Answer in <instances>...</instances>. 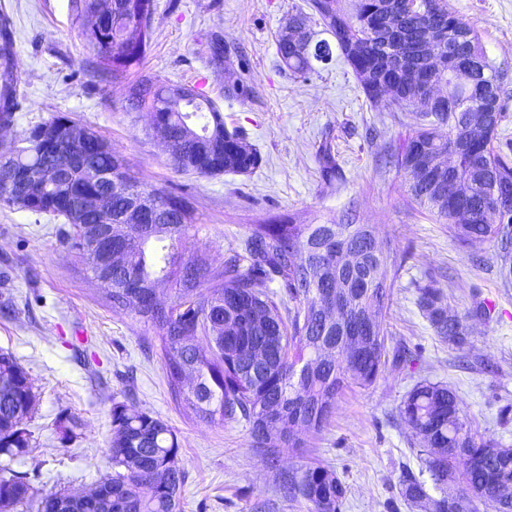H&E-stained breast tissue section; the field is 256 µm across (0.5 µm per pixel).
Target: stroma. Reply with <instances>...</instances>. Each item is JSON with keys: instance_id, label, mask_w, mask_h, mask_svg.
<instances>
[{"instance_id": "obj_1", "label": "stroma", "mask_w": 512, "mask_h": 512, "mask_svg": "<svg viewBox=\"0 0 512 512\" xmlns=\"http://www.w3.org/2000/svg\"><path fill=\"white\" fill-rule=\"evenodd\" d=\"M474 24L502 90L501 128L512 141V0H447ZM306 0H155L153 40L141 67L167 84L198 86L241 129L262 161L248 174L174 172L148 112L130 109L127 83L100 71L69 11V0H0L14 28L21 81L13 125L0 147L29 125L63 112L97 130L131 172L187 200L196 222L183 255L205 250L213 266L241 252L252 225L275 218L367 224L402 263L386 310L391 358L367 388L336 400L328 424L305 433L304 448L269 459L245 424L208 423L177 402L167 384L151 322L114 312L102 287L59 241L65 220L0 204V353L29 374L36 406L24 426L31 448L12 467L42 491H87L112 470L110 411L119 401L161 416L177 432L187 473L182 512H308L283 487L301 467H330L345 487L340 512H419L400 496L403 470L420 472L419 442L398 416L414 383L450 385L473 430L512 448V287H504L495 243L479 254L448 223L419 207L391 149L414 127L410 112L371 102L341 53L300 76L284 67L277 38ZM433 283L452 315L474 303L489 320L469 323L457 350L439 340L417 304ZM78 418L71 441L56 427Z\"/></svg>"}]
</instances>
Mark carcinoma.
Instances as JSON below:
<instances>
[{"instance_id": "obj_1", "label": "carcinoma", "mask_w": 512, "mask_h": 512, "mask_svg": "<svg viewBox=\"0 0 512 512\" xmlns=\"http://www.w3.org/2000/svg\"><path fill=\"white\" fill-rule=\"evenodd\" d=\"M105 10L93 0H69L71 16L79 24L83 40L99 67L114 79H125L139 70L151 47L154 0H110ZM389 0H309L336 46L351 66L364 94L370 100L387 97L394 108L416 114L415 127L391 153L399 170L408 172L410 151L416 146L441 147L457 154L459 176L446 198L406 177L412 199L431 214L446 221L466 246L496 242L502 266L512 265V155L495 145L498 130H466L467 116L484 107L497 112L502 121L501 87L493 68L479 47L471 22L448 6L446 0H400L403 8L394 19L410 26L426 19L433 9L441 11L446 34L438 47L480 58L469 71V83H448V105L420 111L415 107L417 91L392 77L390 58L396 47L372 35L375 18ZM10 16L0 14V124L10 125L19 106L18 77L14 71ZM277 53L294 74L312 70L307 54L283 38ZM167 84L144 76L129 84L128 102L133 110L158 112L162 127L178 132L186 123L210 130L224 141V160L215 162L205 135L188 137L177 144L169 165L180 174L214 177L225 172L249 173L260 164V156L245 142L241 132L228 131L224 116L202 91L199 101L171 102L164 94ZM85 131L91 144L86 158L96 169L112 173V185L88 177L76 180L74 192L86 198L107 195L106 210L67 209L48 196L41 201L25 197L17 180L22 162L45 164L48 159L30 141L24 156L0 153V203L35 213L63 217L69 224H113L127 222V195L147 188L133 176L125 160L99 132L79 125L65 114L52 115ZM448 126V136L434 130ZM150 201L160 209L159 222L147 237L128 243V267L112 270V289L106 296L116 311H132L150 321L159 331L160 350L167 384L195 414L208 422H243L249 427L253 446L276 459L284 451L304 447L299 430H321L329 421L336 398L348 387H369L388 362L387 327L383 312L375 311L374 331L362 337L363 350L344 360L321 359V351L336 345V323L325 321L323 292L330 274L355 286L379 280L387 285L399 256L381 244L369 242L373 231L365 224L348 225L349 243H359L354 265L336 268V251L330 237L336 220L323 224H258L244 243V254L230 258L220 270L212 268L198 251L184 258L179 248L194 216L188 202L163 189H150ZM459 193L470 204V223L459 224L449 196ZM178 203L166 209L167 201ZM499 209V220L491 224L486 212ZM85 270L100 267L97 257L79 249L68 232L61 233ZM247 265H242V262ZM135 276L151 290L174 287L175 303L168 309L149 310L124 291V280ZM279 284V290L270 284ZM375 304L373 296L356 293L346 311L350 322ZM418 304L437 336L458 349L467 341L470 319L487 320L491 310L479 303L462 317L448 315L439 291L430 284L418 287ZM204 334L208 343L195 342ZM192 376L193 386L185 391L182 380ZM0 512H14L34 502L36 512H58L61 502L69 512H181V493L186 472L180 466L178 436L167 421L139 411L124 402L112 404V440L109 454L117 471L99 480L88 494L65 490L41 492L27 474L11 468L31 447V432L13 430L11 413L19 408L32 414L35 393L27 372L9 353H0ZM398 415L415 432L422 448L417 450L423 467L435 486H455L429 500L425 484L406 471L399 479L402 498L413 504L430 501L432 512H475L479 501L489 512H503L512 505V448H502L490 438L474 432L462 417L458 399L446 384L427 380L416 383L398 407ZM61 440L68 441L77 428L75 417L63 414L57 421ZM450 448L462 452L451 455ZM284 493L309 504V512H338L345 496L343 483L325 466H307L292 474Z\"/></svg>"}]
</instances>
